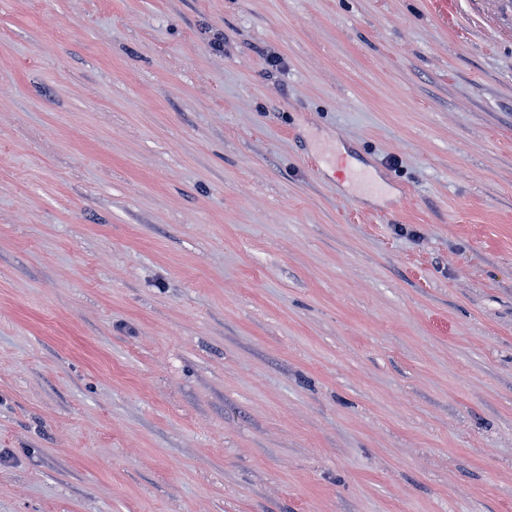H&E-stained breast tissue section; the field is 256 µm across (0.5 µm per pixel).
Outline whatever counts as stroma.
<instances>
[{"label": "stroma", "mask_w": 512, "mask_h": 512, "mask_svg": "<svg viewBox=\"0 0 512 512\" xmlns=\"http://www.w3.org/2000/svg\"><path fill=\"white\" fill-rule=\"evenodd\" d=\"M0 512H512V0H0Z\"/></svg>", "instance_id": "obj_1"}]
</instances>
